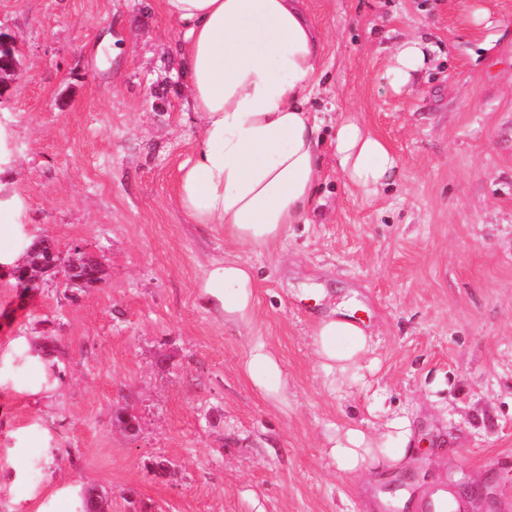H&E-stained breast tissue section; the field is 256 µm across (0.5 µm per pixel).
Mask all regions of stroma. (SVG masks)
Listing matches in <instances>:
<instances>
[{
	"mask_svg": "<svg viewBox=\"0 0 512 512\" xmlns=\"http://www.w3.org/2000/svg\"><path fill=\"white\" fill-rule=\"evenodd\" d=\"M324 50L311 100L331 153L357 113L401 176L367 201L325 164L313 223L238 248L254 266L250 328L203 306L196 284L228 247L216 224L173 204L200 118L159 0H0L16 79L0 93V209L14 252L38 236L84 245L106 267L92 288L48 280L20 300L0 284V512H80L88 487L110 512H367L475 482L456 512H512V0H306ZM490 15L493 27L470 12ZM427 34L426 79H377L397 41ZM379 344L361 378L330 389L314 323L341 294ZM264 344L284 395L245 370ZM56 345L45 353V345ZM408 409L418 479L339 469L331 430L382 431ZM138 422L127 434L113 419ZM173 469L155 473V460Z\"/></svg>",
	"mask_w": 512,
	"mask_h": 512,
	"instance_id": "1",
	"label": "stroma"
}]
</instances>
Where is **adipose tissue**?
Listing matches in <instances>:
<instances>
[{"label": "adipose tissue", "mask_w": 512, "mask_h": 512, "mask_svg": "<svg viewBox=\"0 0 512 512\" xmlns=\"http://www.w3.org/2000/svg\"><path fill=\"white\" fill-rule=\"evenodd\" d=\"M162 9L182 32L172 53L201 118L196 159L180 173L174 204L191 223L221 225L231 243L269 246L292 225L309 223L315 208L323 158L310 101L325 66L318 28L302 0H162ZM434 51L421 35L399 43L380 81L396 93L409 89ZM332 146L347 185L363 197L396 182L395 155L353 113L339 114ZM198 286L225 321L251 323L256 277L238 256L209 262ZM312 336L331 387L355 376L374 350L372 332L343 303L316 322ZM245 370L280 394V367L263 344L253 346ZM411 436L409 418L396 414L381 435L350 427L330 436L327 453L341 469L360 472L380 454L393 465L407 460Z\"/></svg>", "instance_id": "obj_1"}]
</instances>
